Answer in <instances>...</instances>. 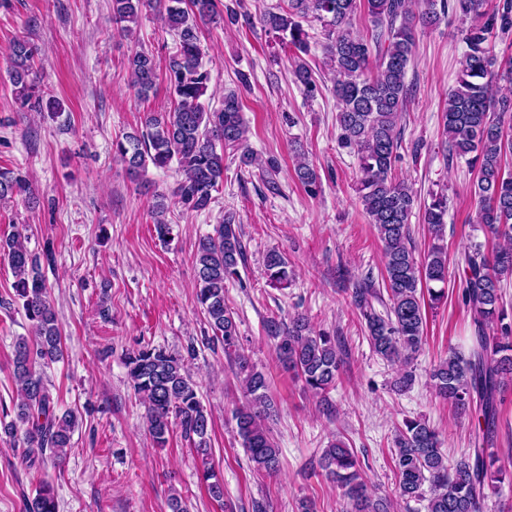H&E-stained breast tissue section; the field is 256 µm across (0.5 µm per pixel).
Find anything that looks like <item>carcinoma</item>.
I'll list each match as a JSON object with an SVG mask.
<instances>
[{
	"label": "carcinoma",
	"mask_w": 512,
	"mask_h": 512,
	"mask_svg": "<svg viewBox=\"0 0 512 512\" xmlns=\"http://www.w3.org/2000/svg\"><path fill=\"white\" fill-rule=\"evenodd\" d=\"M221 0H112V22L123 34L133 33L143 12L158 16L164 28L176 36L169 56L166 79L174 98L165 113L148 112L142 127L112 142V151L135 178L148 166L166 169L177 163L174 194L184 209L202 213L213 203V193L224 181V153L239 154L244 166L273 170L276 160H257L247 145L242 116V97L224 94L222 106L209 110L201 102L211 71L203 61L199 25L214 21ZM261 16L265 30L285 52L300 57L309 50L305 26L319 24L326 40L328 59L336 73L334 94L336 122L343 146L358 159L357 193L369 222L382 243L387 298L368 285L353 289L373 351L389 362L410 360L419 351L427 323L426 308H437L448 299V249L444 245L448 196H432L424 206L422 222L428 225L432 244L419 259L411 246L409 220L418 197L393 175L402 139L398 127L409 98L406 73L415 44L417 27H433L448 11L461 23L466 50L457 86L448 94L443 112L448 152L468 157L477 171L474 197L477 223L485 241L470 243L463 253L462 302L474 326L468 353L451 350L432 370L438 397L460 415L477 420L468 455L451 462L428 421L407 418L393 440L392 460L399 477L398 495L406 504L424 495L429 487L427 512H482L485 500L497 485L512 478L495 451L502 389L512 385V321L504 305L501 282L512 275V126L504 117L512 112V95L498 94L494 81L512 85V57L508 67L495 70L490 54L494 37H512V0H498L491 10L484 0H424L414 13L412 0H362L372 24L371 37L353 31L351 15L357 0H285ZM36 47L25 38L10 45L9 79L19 108H35L42 102L32 77ZM376 70H371V65ZM131 83L138 96L149 97L157 80L153 53L135 52L128 58ZM294 82L310 98L319 87L304 64L296 65ZM295 176L311 194L320 181L314 165L297 160ZM34 198L28 174L0 169V200ZM154 227L164 242L172 241L173 227L164 218L160 197L153 206ZM0 257L7 260L15 281V299L32 322L34 336L20 337L14 345L13 375L19 400L16 420L4 426L8 433L21 432V454L31 467L53 458L59 462L70 447L77 416L58 412L45 383L44 369L62 358V339L53 310L40 257L28 248L27 238L12 235L0 239ZM244 247L232 215L224 216L214 234L199 240L196 252V300L224 354L236 360L243 375L247 401L233 411L236 432L258 470H279V448L267 421L274 408L265 373L243 353L238 325L224 302L225 283L239 277ZM265 274L274 288L288 287L290 272L284 255L266 254ZM382 302L376 311L372 300ZM267 336L276 340V358L284 371L300 380L305 389L330 406L328 394L339 380L341 345L336 337L316 333L307 319L297 317L284 324L276 317L264 323ZM134 391L145 401V420L153 441L163 448L173 428L207 453L211 417L201 403L180 354L143 345L125 356ZM320 467L336 483L350 512H390V504L368 493L362 464L354 451L338 440L325 449ZM54 489L41 483L24 512H56Z\"/></svg>",
	"instance_id": "cac0c4a2"
}]
</instances>
